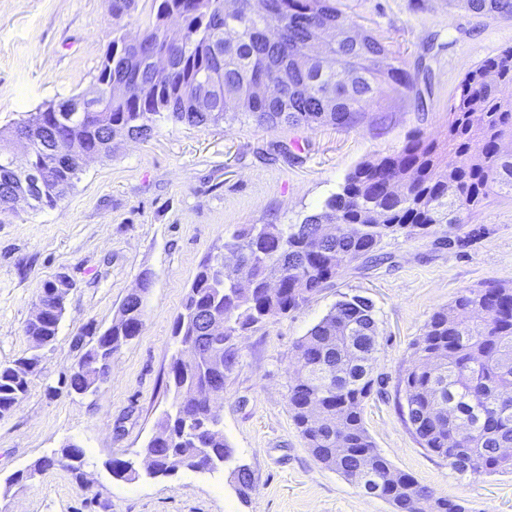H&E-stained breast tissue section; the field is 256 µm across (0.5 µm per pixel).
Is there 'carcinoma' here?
<instances>
[{
	"mask_svg": "<svg viewBox=\"0 0 512 512\" xmlns=\"http://www.w3.org/2000/svg\"><path fill=\"white\" fill-rule=\"evenodd\" d=\"M140 0H112V57L96 76L98 104L77 111L72 96L48 103L0 138V195L12 185L11 148L20 145L28 164L47 179L35 209L54 208L68 196L83 165L69 157L80 145L112 154L108 131L147 139L160 123L218 125L242 114L259 127L281 124L352 127L382 97L415 87V77L386 43L361 34L339 0H151L139 44L127 43V26ZM478 16H512V0H448ZM173 19L180 32L169 27ZM336 33L323 55L308 42L316 29ZM125 85L120 97L111 83ZM276 88L259 94L260 83ZM512 46L469 70L448 104L442 141L417 133L397 152L356 165L321 210L299 224H248L224 242L252 269L249 284L224 271V257H208L191 284L174 335L186 343L199 335L193 316L210 312L224 322L211 345L229 370L238 354L231 337L298 309L336 278L340 270L372 253L397 233L435 237L441 224H461L492 196L512 197ZM28 132L27 140L20 134ZM452 161H447V157ZM279 281L270 292L268 281ZM145 296L127 297L112 323V347L102 359L88 348L66 379L69 390L88 394L99 371L111 369L112 354L140 334ZM63 309L29 322L28 355L0 366V418L29 389L42 350L56 338ZM377 325L369 299L353 296L332 310L295 345L298 376L288 388L293 422L314 458L356 487L382 486L394 512H467L393 467L364 424L365 400L375 379ZM441 361L434 367L428 359ZM212 373L199 362L173 361L174 397L160 419L164 432L144 448L163 476L194 469L197 459L219 470L231 456L224 430L210 426L193 440L182 425V395L200 389ZM408 420L419 444L461 476L512 473V288L467 289L446 310L434 313L413 347L404 370ZM348 449L338 460L334 448ZM81 448L64 447L31 467L44 472L64 460L82 462Z\"/></svg>",
	"mask_w": 512,
	"mask_h": 512,
	"instance_id": "obj_1",
	"label": "carcinoma"
}]
</instances>
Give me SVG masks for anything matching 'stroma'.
Returning a JSON list of instances; mask_svg holds the SVG:
<instances>
[{
    "label": "stroma",
    "mask_w": 512,
    "mask_h": 512,
    "mask_svg": "<svg viewBox=\"0 0 512 512\" xmlns=\"http://www.w3.org/2000/svg\"><path fill=\"white\" fill-rule=\"evenodd\" d=\"M362 33L385 41L416 78L415 92L350 128L165 124L144 141L119 137L112 154L84 165L57 207L17 204L0 222V365L23 356L25 327L42 284L63 274L73 288L27 396L0 419V512H392L317 462L295 428L288 385L296 342L337 301L374 305L377 383L365 427L399 471L471 512H512V474L461 476L422 448L407 420L402 370L431 315L468 288H512V198L490 199L449 226L464 246L429 237L384 238L376 261L352 263L288 316L234 337L239 357L215 400L234 454L223 470L181 469L125 481L107 463L143 448L173 397V325L201 264L245 224H298L320 211L357 164L397 151L422 131L443 139L448 102L464 75L512 45V17H480L448 0H341ZM107 0H0V130L49 102L96 87L110 40ZM150 275L144 327L112 357L97 395L65 379ZM70 442L80 470L57 465L11 484L17 472ZM247 465L254 490L241 501L228 480Z\"/></svg>",
    "instance_id": "obj_1"
}]
</instances>
